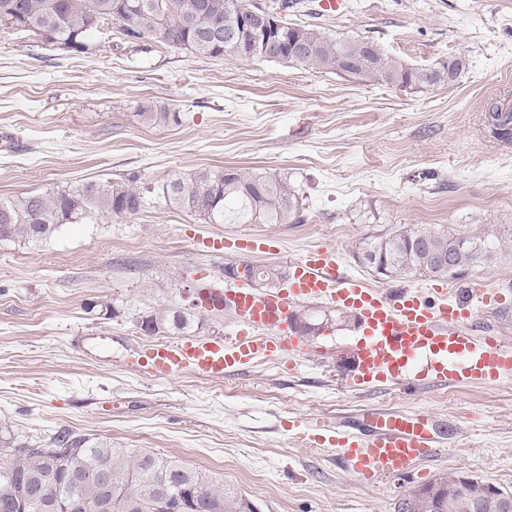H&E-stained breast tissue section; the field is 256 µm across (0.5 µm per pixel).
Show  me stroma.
I'll return each mask as SVG.
<instances>
[{
	"mask_svg": "<svg viewBox=\"0 0 512 512\" xmlns=\"http://www.w3.org/2000/svg\"><path fill=\"white\" fill-rule=\"evenodd\" d=\"M288 20L366 37L415 66L461 53L467 67L453 87L406 90L134 41L116 22L74 53L0 21V197L87 182L141 197L135 213L67 224L38 244L0 240V422L178 460L261 512H395L443 476L512 492V377L349 388L358 321L333 305H295L312 330L291 371L270 360L221 380L157 379L136 364L154 342L234 335L233 311L202 308L198 292L232 287L224 267L239 256L201 250V236L278 239V252L250 262L286 275L324 247L370 287L428 288L379 275L355 252L380 234L448 228L498 245L491 265L457 284L512 289V141L486 123L490 103L512 98V0H347L342 12L304 6ZM205 167L289 176L304 193L301 222L208 224L166 202L163 185ZM184 308L195 314L185 332L140 328L142 316ZM370 409L429 414L438 456L367 486L336 450L302 440L301 421L340 424Z\"/></svg>",
	"mask_w": 512,
	"mask_h": 512,
	"instance_id": "obj_1",
	"label": "stroma"
}]
</instances>
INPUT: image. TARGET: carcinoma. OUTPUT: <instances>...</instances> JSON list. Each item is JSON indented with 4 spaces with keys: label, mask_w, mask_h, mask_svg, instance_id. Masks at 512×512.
I'll list each match as a JSON object with an SVG mask.
<instances>
[{
    "label": "carcinoma",
    "mask_w": 512,
    "mask_h": 512,
    "mask_svg": "<svg viewBox=\"0 0 512 512\" xmlns=\"http://www.w3.org/2000/svg\"><path fill=\"white\" fill-rule=\"evenodd\" d=\"M254 6L253 0H0V18L76 53L88 52L89 35L113 21L130 38L200 56L282 62L403 87H451L466 67L462 54L425 67L409 65L371 40L334 38L286 21L280 40L264 50L244 28ZM503 112L491 104L487 122L496 138L508 142L512 123ZM163 194L209 224H291L300 221L302 208L300 192L288 176L235 168H202L170 181ZM140 205L139 193L129 187L93 182L18 200L0 198V239L41 243L95 211L133 213ZM494 256V245L480 236L410 228L366 243L357 259L376 271L386 268V277L445 279ZM448 258L450 267L444 264ZM188 325L186 313L175 311L147 315L140 328L154 334L168 327L180 332ZM73 487L80 495L78 512H172L176 505L179 512H240L242 499L177 460L114 448L107 440L70 429L33 440L0 425V512H70Z\"/></svg>",
    "instance_id": "carcinoma-1"
}]
</instances>
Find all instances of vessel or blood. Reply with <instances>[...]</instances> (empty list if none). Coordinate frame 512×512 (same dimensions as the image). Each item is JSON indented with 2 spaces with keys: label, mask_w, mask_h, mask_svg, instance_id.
I'll use <instances>...</instances> for the list:
<instances>
[{
  "label": "vessel or blood",
  "mask_w": 512,
  "mask_h": 512,
  "mask_svg": "<svg viewBox=\"0 0 512 512\" xmlns=\"http://www.w3.org/2000/svg\"><path fill=\"white\" fill-rule=\"evenodd\" d=\"M205 245L217 253L274 250L272 239L265 237L209 239ZM435 294L432 302L415 288L366 287L339 268L334 251L314 249L293 262L286 288L261 292L241 287L225 297L238 322L230 340L154 343L139 351L138 364L161 379L183 372L220 379L233 369L271 359L294 366L306 347L291 326L290 310L301 300H323L352 312L362 325L350 387L413 385L424 378L455 385L493 384L511 374L512 347L467 329L477 309L501 303L500 288L479 279L463 288L436 289ZM306 437L336 448L347 469L367 484L409 474L438 448L434 425L424 414L371 411L348 430H331L316 421Z\"/></svg>",
  "instance_id": "vessel-or-blood-1"
}]
</instances>
